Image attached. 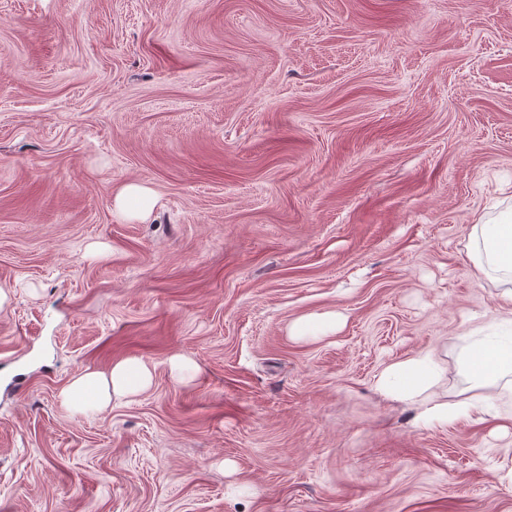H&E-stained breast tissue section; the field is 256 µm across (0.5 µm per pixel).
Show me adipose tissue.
<instances>
[{"instance_id":"1","label":"adipose tissue","mask_w":512,"mask_h":512,"mask_svg":"<svg viewBox=\"0 0 512 512\" xmlns=\"http://www.w3.org/2000/svg\"><path fill=\"white\" fill-rule=\"evenodd\" d=\"M470 258L477 272L501 288L498 315L479 321L469 331L470 342L463 353L464 366L481 387H495L512 375V208L474 224ZM444 368L431 350L420 351L387 365L376 376V391L386 399L414 406L417 422L444 425L466 417L473 410L491 415L490 396L450 403L438 398L433 388ZM151 369L131 359L115 363L108 371L86 369L75 375L61 392L62 404L81 413H100L113 398L132 397L152 383Z\"/></svg>"}]
</instances>
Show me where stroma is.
<instances>
[{"label": "stroma", "instance_id": "35a3bbf8", "mask_svg": "<svg viewBox=\"0 0 512 512\" xmlns=\"http://www.w3.org/2000/svg\"><path fill=\"white\" fill-rule=\"evenodd\" d=\"M509 207L512 0H0V512H512V397L373 388L432 349L481 394L467 246ZM126 359L149 389L62 405ZM116 205L129 217H143L150 210L151 192L136 183L124 184L116 195ZM443 373L442 361L434 351H419L387 365L375 377L374 386L384 398L419 409L417 423L423 426L448 424V420L469 416L479 406L476 413L492 415L488 404L495 395L448 403L432 393L431 389L442 380ZM152 371L141 360L115 363L108 371L85 369L75 375L61 392V403L81 413H100L115 398L132 397L152 384Z\"/></svg>", "mask_w": 512, "mask_h": 512}]
</instances>
